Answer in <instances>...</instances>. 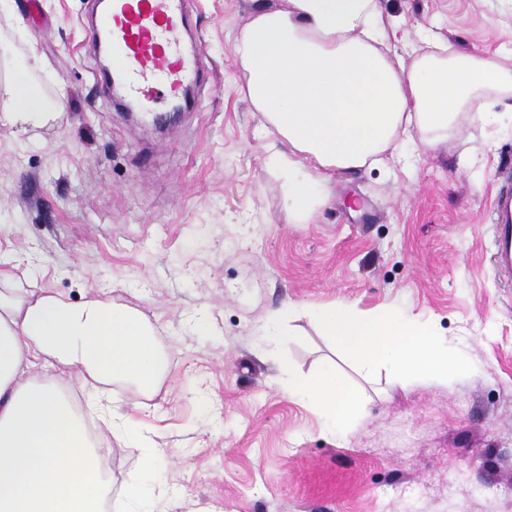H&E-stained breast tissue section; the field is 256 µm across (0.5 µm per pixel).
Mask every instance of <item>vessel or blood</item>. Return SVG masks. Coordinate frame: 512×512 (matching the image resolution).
Masks as SVG:
<instances>
[{
    "mask_svg": "<svg viewBox=\"0 0 512 512\" xmlns=\"http://www.w3.org/2000/svg\"><path fill=\"white\" fill-rule=\"evenodd\" d=\"M191 0H108L92 28L104 38L129 98L150 104L157 81L170 95L199 73L197 55L179 54L177 45L188 26ZM493 202L497 268L512 277V169L496 175Z\"/></svg>",
    "mask_w": 512,
    "mask_h": 512,
    "instance_id": "obj_1",
    "label": "vessel or blood"
}]
</instances>
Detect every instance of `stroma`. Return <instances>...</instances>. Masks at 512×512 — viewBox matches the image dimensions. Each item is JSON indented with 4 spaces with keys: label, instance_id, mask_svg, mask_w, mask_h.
Returning <instances> with one entry per match:
<instances>
[{
    "label": "stroma",
    "instance_id": "stroma-1",
    "mask_svg": "<svg viewBox=\"0 0 512 512\" xmlns=\"http://www.w3.org/2000/svg\"><path fill=\"white\" fill-rule=\"evenodd\" d=\"M265 0H194L203 80L176 123L127 119L98 84L97 0H0V110L16 71L48 117L0 127V257L15 287L144 311L161 388H124L115 412L152 430L166 464L113 443V490L175 485L153 512H512V282L494 264L495 174L512 163V97H480L436 149L336 176L308 223L288 221L274 141L239 91L232 52ZM398 53L500 54L512 65V0H379ZM294 304L292 336L262 333ZM394 309L452 340L472 370L428 387L364 375L321 336L312 309ZM333 362L366 403L346 434L275 382Z\"/></svg>",
    "mask_w": 512,
    "mask_h": 512
}]
</instances>
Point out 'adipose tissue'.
Wrapping results in <instances>:
<instances>
[{"mask_svg":"<svg viewBox=\"0 0 512 512\" xmlns=\"http://www.w3.org/2000/svg\"><path fill=\"white\" fill-rule=\"evenodd\" d=\"M378 0H279L247 17L234 43L243 92L275 134L269 163L284 179L288 219L307 222L334 175L399 151L417 128V150H434L438 132L482 92L512 93V69L495 57L448 54L441 43L393 62ZM44 103L22 77L0 125L23 129L44 119ZM330 346L365 374L379 369L411 384H440L469 366L419 320L352 304L316 308ZM57 376L36 374L38 361ZM162 357L139 309L101 299L78 304L41 289H0V512H104L112 492L103 467L114 438L142 449L143 468L162 461L143 423L107 411L114 383L153 396ZM77 378L76 401L59 376ZM279 383L312 407L325 427L346 431L364 410L360 393L331 363L304 375L288 361Z\"/></svg>","mask_w":512,"mask_h":512,"instance_id":"1","label":"adipose tissue"}]
</instances>
